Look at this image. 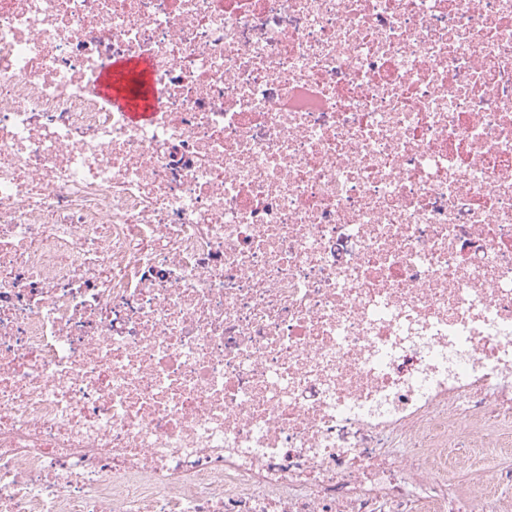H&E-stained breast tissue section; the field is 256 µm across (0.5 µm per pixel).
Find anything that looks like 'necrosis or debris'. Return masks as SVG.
I'll list each match as a JSON object with an SVG mask.
<instances>
[{
	"instance_id": "necrosis-or-debris-1",
	"label": "necrosis or debris",
	"mask_w": 512,
	"mask_h": 512,
	"mask_svg": "<svg viewBox=\"0 0 512 512\" xmlns=\"http://www.w3.org/2000/svg\"><path fill=\"white\" fill-rule=\"evenodd\" d=\"M511 454L512 0H0V512H512ZM149 68L150 62L144 59L120 60L114 62L112 68L106 71L101 79L103 94L112 101L113 106L128 112L134 121H144L148 118L150 93L148 91L149 106L146 108L144 103L137 99V95L128 91L123 76L132 72L147 75Z\"/></svg>"
}]
</instances>
